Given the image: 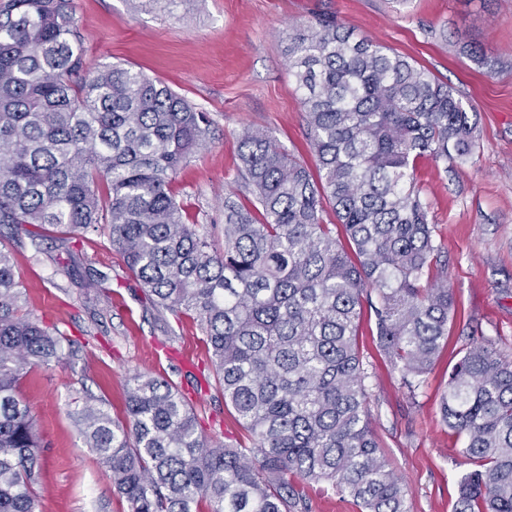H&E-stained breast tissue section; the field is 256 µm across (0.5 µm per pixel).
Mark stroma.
<instances>
[{
  "mask_svg": "<svg viewBox=\"0 0 512 512\" xmlns=\"http://www.w3.org/2000/svg\"><path fill=\"white\" fill-rule=\"evenodd\" d=\"M84 63L119 64L161 81L211 120L207 145L173 188L192 220L224 221V190L242 182L244 131H260L313 164L304 108L288 69L292 26L331 15L447 82L474 110L476 147L443 165L421 159L416 177L442 245L440 261L456 299L442 354L409 394L381 350L374 319L360 348L372 371L370 426L408 490L411 512H453L469 471L463 445L439 415L448 373L473 344L491 341L512 356V0H73ZM480 45L478 61L463 43ZM56 230L40 246L0 226L27 305L66 333L64 361L30 370L21 391L33 408L44 456L38 512H128L73 415L85 401L125 413L124 383L137 372L196 388L193 406L210 442L244 432L215 384L197 386L178 359L209 357L196 322L163 318L141 303L140 284L98 236L61 247Z\"/></svg>",
  "mask_w": 512,
  "mask_h": 512,
  "instance_id": "1",
  "label": "stroma"
}]
</instances>
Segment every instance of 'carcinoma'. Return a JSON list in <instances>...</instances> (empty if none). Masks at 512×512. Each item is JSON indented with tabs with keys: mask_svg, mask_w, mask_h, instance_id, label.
<instances>
[{
	"mask_svg": "<svg viewBox=\"0 0 512 512\" xmlns=\"http://www.w3.org/2000/svg\"><path fill=\"white\" fill-rule=\"evenodd\" d=\"M287 38L315 169L244 132L252 199L228 188L220 229L187 223L172 190L206 143L207 114L139 71L86 67L72 0H0V225L33 242L46 225L105 238L143 302L196 319L248 436L208 442L187 396L152 375L126 380L121 420L84 404L80 433L129 512H308L305 482L331 484L361 512H410L370 428L358 328L370 307L392 369L416 393L455 315L433 275L441 245L416 164L471 154L474 123L447 83L334 18ZM66 340L25 309L0 249V512H36L43 462L19 386L61 361ZM439 414L474 465L454 512H512V358L469 347Z\"/></svg>",
	"mask_w": 512,
	"mask_h": 512,
	"instance_id": "carcinoma-1",
	"label": "carcinoma"
}]
</instances>
